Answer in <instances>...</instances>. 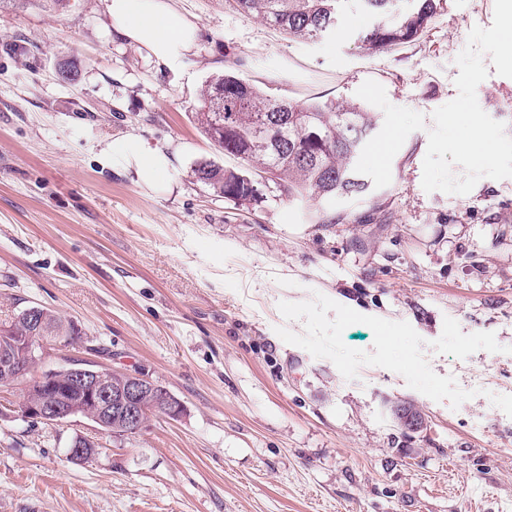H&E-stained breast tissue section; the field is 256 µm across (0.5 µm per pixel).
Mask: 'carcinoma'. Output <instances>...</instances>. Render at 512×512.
<instances>
[{"label":"carcinoma","instance_id":"carcinoma-1","mask_svg":"<svg viewBox=\"0 0 512 512\" xmlns=\"http://www.w3.org/2000/svg\"><path fill=\"white\" fill-rule=\"evenodd\" d=\"M238 11L260 16L265 23L293 38L316 40L336 24L345 0H230ZM362 0L371 23L363 30L364 49L374 54L411 42L423 35L436 16V0ZM202 131L218 151L240 160L244 169H228L212 160L197 164L198 181L219 197L240 205L263 198L259 179L277 184L291 202L305 199L351 198L363 194L367 183L354 167L367 140L376 130L370 113L359 106L287 102L261 93L232 75L211 78L196 113ZM288 127V139L268 145L256 135L262 121ZM256 189H249V185ZM28 330L23 311L15 313L13 330L0 331V349L6 335ZM46 336H79L77 325L44 309Z\"/></svg>","mask_w":512,"mask_h":512}]
</instances>
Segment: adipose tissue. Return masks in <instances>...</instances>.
<instances>
[{
    "instance_id": "adipose-tissue-1",
    "label": "adipose tissue",
    "mask_w": 512,
    "mask_h": 512,
    "mask_svg": "<svg viewBox=\"0 0 512 512\" xmlns=\"http://www.w3.org/2000/svg\"><path fill=\"white\" fill-rule=\"evenodd\" d=\"M109 28L121 40L143 51L161 72H177L196 55L200 29L174 8L171 0H101ZM102 162L133 175L136 183L155 189L166 182L174 156L135 135L112 142Z\"/></svg>"
}]
</instances>
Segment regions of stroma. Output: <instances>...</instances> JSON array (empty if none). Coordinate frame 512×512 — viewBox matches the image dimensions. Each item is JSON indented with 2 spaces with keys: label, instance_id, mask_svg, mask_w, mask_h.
Returning <instances> with one entry per match:
<instances>
[{
  "label": "stroma",
  "instance_id": "1",
  "mask_svg": "<svg viewBox=\"0 0 512 512\" xmlns=\"http://www.w3.org/2000/svg\"><path fill=\"white\" fill-rule=\"evenodd\" d=\"M174 4L202 28L176 74L109 34L99 0L0 6V309L76 321L82 339L63 357L145 372L185 408L101 436L84 462L69 448L91 421L0 414V512H512V418L489 399L512 395V178L425 192L423 130L395 155L391 183L356 199L273 191L241 206L194 175L224 160L195 117L213 76L322 103L357 102L372 79L428 116L456 97L455 58L473 27L491 26L494 0H439L423 36L376 54L360 48V0L315 41L224 0ZM64 60L76 81L57 78ZM477 99L512 136V78L489 74ZM126 134L187 147L167 188L100 164ZM317 292L410 323L432 370L473 398L454 409L377 366L349 381L285 343L277 327L304 323L285 321L279 302ZM447 317L495 333L504 352H435ZM397 401L426 429L403 434Z\"/></svg>",
  "mask_w": 512,
  "mask_h": 512
}]
</instances>
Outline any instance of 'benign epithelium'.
Here are the masks:
<instances>
[{
    "mask_svg": "<svg viewBox=\"0 0 512 512\" xmlns=\"http://www.w3.org/2000/svg\"><path fill=\"white\" fill-rule=\"evenodd\" d=\"M39 312L38 307L26 310L29 323L38 332L43 327ZM34 332L13 337L12 347L0 352V381L23 384L20 399L11 404L20 416L47 424L84 418L95 424L97 433L111 436L114 422L127 435L140 432L145 426L143 409L147 401L171 418L183 412L178 399L141 372L113 371L74 359L60 370L36 373L68 337L36 336ZM97 452L98 439L92 435L77 436L70 448L72 456L92 458Z\"/></svg>",
    "mask_w": 512,
    "mask_h": 512,
    "instance_id": "7a95c632",
    "label": "benign epithelium"
}]
</instances>
